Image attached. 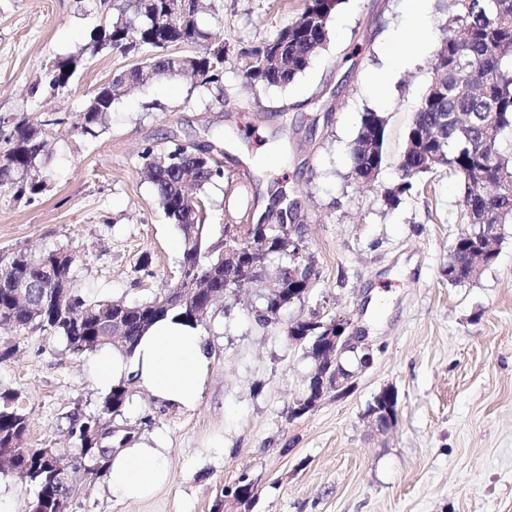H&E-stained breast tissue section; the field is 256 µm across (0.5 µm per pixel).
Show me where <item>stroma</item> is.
<instances>
[{"instance_id": "35a3bbf8", "label": "stroma", "mask_w": 512, "mask_h": 512, "mask_svg": "<svg viewBox=\"0 0 512 512\" xmlns=\"http://www.w3.org/2000/svg\"><path fill=\"white\" fill-rule=\"evenodd\" d=\"M202 16L213 39L230 44L224 98L187 100L185 86L147 77L113 104L105 132L84 142L52 139V177L34 200L0 194V256L25 249L71 252L74 285L91 300L137 304L177 280L181 236L140 168L145 144H211L224 151L229 183L202 195L209 241L224 226L256 221L264 195L286 191L300 205L304 239L318 273L312 291L259 327L252 316L265 290L254 283L226 295L200 331L211 355L196 409L160 404L134 386L104 446L162 445L170 478L153 497L113 495L106 476L86 473L72 416L100 412L95 353L71 354L63 338L0 329V392L28 414L26 444L56 449L79 491L71 512H240L225 508L224 487L241 472L255 482L250 512H512V219L501 227L495 262L462 285L442 275L465 226L461 186L447 170L420 191L386 206L397 160L429 82L448 21V0H427L429 42L393 71L385 98L372 90L405 36L408 0H342L330 41L309 69L283 89L252 90L240 49L264 41L302 0H214ZM81 0H0V120H35L32 95L44 66L77 52L98 17ZM132 59L93 57L55 108L79 117L91 91ZM387 119L375 182L350 174L349 144L364 110ZM386 302L375 312L370 300ZM365 328L372 365L351 390L327 395L304 416L288 410L313 361L285 330L312 311ZM398 391L399 420L383 431L364 417L385 387Z\"/></svg>"}]
</instances>
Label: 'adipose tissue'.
I'll list each match as a JSON object with an SVG mask.
<instances>
[{"mask_svg":"<svg viewBox=\"0 0 512 512\" xmlns=\"http://www.w3.org/2000/svg\"><path fill=\"white\" fill-rule=\"evenodd\" d=\"M209 370V349L199 330L166 318L141 337L132 356L100 351L96 380L109 389L132 378L160 401L190 411L203 396ZM167 478L165 448L127 446L111 457L108 482L122 498L146 499Z\"/></svg>","mask_w":512,"mask_h":512,"instance_id":"obj_1","label":"adipose tissue"}]
</instances>
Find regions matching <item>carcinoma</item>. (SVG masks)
I'll list each match as a JSON object with an SVG mask.
<instances>
[{
    "label": "carcinoma",
    "instance_id": "obj_1",
    "mask_svg": "<svg viewBox=\"0 0 512 512\" xmlns=\"http://www.w3.org/2000/svg\"><path fill=\"white\" fill-rule=\"evenodd\" d=\"M342 0H304L301 13L322 17L320 29L301 31L280 28L274 36L251 47L245 53L243 73L250 85L260 89L285 88L309 68L312 59L328 44L329 21ZM169 0H151L150 7L140 6V0H126L112 13L113 6L105 0H89V11L107 16L90 34V40L76 53L61 55L46 69L32 94L55 99L68 90L76 71L86 57L101 53L121 57L149 56L127 70L113 76L87 100L79 139H94L107 127L112 113L115 90L142 82L143 70L154 65L159 74L175 77L186 85L188 94L204 97L224 94V62L229 46L217 48L202 28L200 18L206 11L205 0H192L188 24L174 27L168 33L156 23V16L166 13ZM288 35V68L269 71L267 54L283 35ZM136 41L129 42V36ZM190 67L196 77L187 80L180 75ZM71 71H66V68ZM432 69L443 71L441 89L426 87L419 103L413 126L404 150L398 158L399 181L388 189L384 202L395 207L401 196L412 193L418 182L441 168L456 176L462 187L461 219L470 222L474 211L492 214L483 230V237L499 239L494 224L512 218V151L502 146V135L512 129V0H452V9L444 36L435 53ZM376 112L361 113L356 136L352 141L349 161L351 177L363 182L370 165L366 151L378 153L384 163L385 133H376L371 121ZM68 125L66 113L53 108L42 113L38 124L25 119L13 124L10 133L0 140V191L14 198L29 199L43 193L51 176L47 162V130L59 132ZM212 149L173 143L162 148L147 145L141 151L143 168L153 184L155 195L167 218L179 228L183 251L175 287L224 289V257L220 243L208 241L204 234L205 210L200 198L188 196V188L201 191L224 182V165ZM224 243L240 251L243 264L252 266L249 281L256 280L267 267L272 255L281 258L273 281L281 284L278 292H266L262 306L255 310L254 320L263 327L270 325L276 312L291 298L303 293L302 283L295 280L290 253L305 246L301 229L286 237L279 224H256L241 233L233 225H224ZM475 240L461 233L454 242L446 268H459L458 275L448 284L464 282V268L470 266ZM61 249H52L34 256L25 250L10 254L0 266V280L25 281L36 288L37 300H42L55 281L72 282L73 255L59 259ZM159 296L136 305L127 323L128 346L122 351L130 356L138 341L155 321L148 320ZM72 306L88 313L80 324H67L60 307L45 304L40 315L15 307L6 287L0 285V318L16 321L20 329L39 330L63 337L73 354L92 352L109 346L97 342L100 334L96 315L112 309L110 301H92L77 290L71 292ZM128 383L113 388L105 397L101 414L120 410L126 401ZM13 397L0 393V441L15 436L27 428V413L12 404ZM252 486L248 473L242 472L231 484L224 486V497L241 501L238 492Z\"/></svg>",
    "mask_w": 512,
    "mask_h": 512
}]
</instances>
